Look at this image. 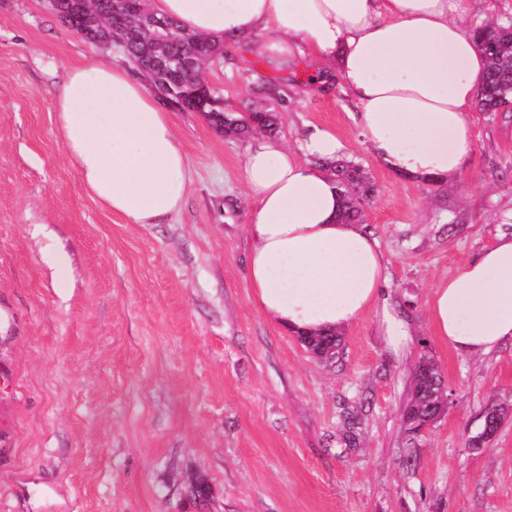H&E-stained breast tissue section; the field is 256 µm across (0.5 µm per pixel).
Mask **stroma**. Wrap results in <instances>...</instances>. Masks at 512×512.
<instances>
[{"instance_id": "stroma-1", "label": "stroma", "mask_w": 512, "mask_h": 512, "mask_svg": "<svg viewBox=\"0 0 512 512\" xmlns=\"http://www.w3.org/2000/svg\"><path fill=\"white\" fill-rule=\"evenodd\" d=\"M87 56L133 68L46 0H0V512H512V418L468 446L487 405H512V343L462 357L429 318L434 287L512 234V112L471 110L462 171L429 183L374 155L338 81L304 86L239 46L206 64L226 112H277L292 147L329 126L376 186L364 227L413 341L391 352L368 311L325 363L258 308L245 140L169 107L181 208L128 224L90 199L55 122ZM425 357L451 403L412 440L402 410Z\"/></svg>"}]
</instances>
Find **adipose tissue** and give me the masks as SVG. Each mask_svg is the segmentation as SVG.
<instances>
[{
    "instance_id": "1",
    "label": "adipose tissue",
    "mask_w": 512,
    "mask_h": 512,
    "mask_svg": "<svg viewBox=\"0 0 512 512\" xmlns=\"http://www.w3.org/2000/svg\"><path fill=\"white\" fill-rule=\"evenodd\" d=\"M190 34L248 47L271 64L299 56L337 68L364 142L396 173L450 180L472 147L467 111L488 62L464 28L465 0H152ZM63 144L88 196L129 224H157L188 194L186 153L159 99L124 70L89 58L56 101ZM343 144L311 123L297 148L257 134L244 156L253 200L248 277L262 314L293 333L346 328L375 310L388 347L412 336L385 295L377 238L336 219L334 182L307 158ZM429 317L456 354L484 357L512 342V235H499L435 286Z\"/></svg>"
}]
</instances>
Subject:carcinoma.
Instances as JSON below:
<instances>
[{"instance_id":"obj_1","label":"carcinoma","mask_w":512,"mask_h":512,"mask_svg":"<svg viewBox=\"0 0 512 512\" xmlns=\"http://www.w3.org/2000/svg\"><path fill=\"white\" fill-rule=\"evenodd\" d=\"M110 0H57L55 13L59 16L74 9H81L100 21L101 33L112 35V26L122 25L127 40V53L140 62L141 72L159 89L167 88V97L174 103L190 95L193 85L184 82L181 74L175 70L157 67L156 54H185L202 64L208 59L224 54L223 46L215 41L194 36L193 43L161 44L154 34L142 29L140 13L146 11L144 0H131L132 10L119 18L110 14ZM473 40L484 45L489 66L479 93L478 109L490 120L507 111L506 105L512 103V24L487 25L472 32ZM277 116L271 111H255L250 118H235L227 115L216 106L207 112V120L218 130L229 126L234 135L243 137L256 131L272 133L276 130ZM323 170L334 176L341 205L339 219L346 224L363 222V200L372 197L374 185L362 168L352 160L334 159L314 161ZM301 342L317 357L328 361L335 357L340 345L336 333L319 334L311 339L302 336ZM447 395L444 379L438 366L432 360L419 362L412 380L411 397L404 409V426L422 427L432 422Z\"/></svg>"}]
</instances>
